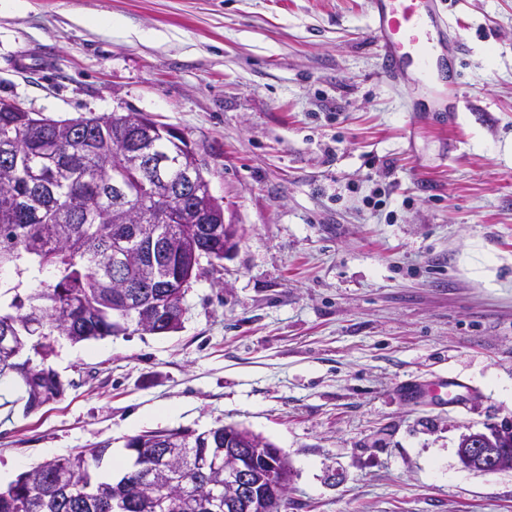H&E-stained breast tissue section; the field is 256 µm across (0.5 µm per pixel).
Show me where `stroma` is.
Returning <instances> with one entry per match:
<instances>
[{"label":"stroma","instance_id":"stroma-1","mask_svg":"<svg viewBox=\"0 0 512 512\" xmlns=\"http://www.w3.org/2000/svg\"><path fill=\"white\" fill-rule=\"evenodd\" d=\"M27 2L0 0V98L177 128L239 237L178 331L52 336L33 362L66 390L31 412L0 377V486L236 425L286 460L284 512H512V469L457 456L512 425V0H446L468 107L444 129L381 76L369 0Z\"/></svg>","mask_w":512,"mask_h":512}]
</instances>
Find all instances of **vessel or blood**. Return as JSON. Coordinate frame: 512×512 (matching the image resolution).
I'll return each mask as SVG.
<instances>
[{"instance_id":"vessel-or-blood-1","label":"vessel or blood","mask_w":512,"mask_h":512,"mask_svg":"<svg viewBox=\"0 0 512 512\" xmlns=\"http://www.w3.org/2000/svg\"><path fill=\"white\" fill-rule=\"evenodd\" d=\"M441 0H370L371 31L379 44L383 76L393 84L419 86L432 119L448 122L459 112L456 61L459 42Z\"/></svg>"}]
</instances>
